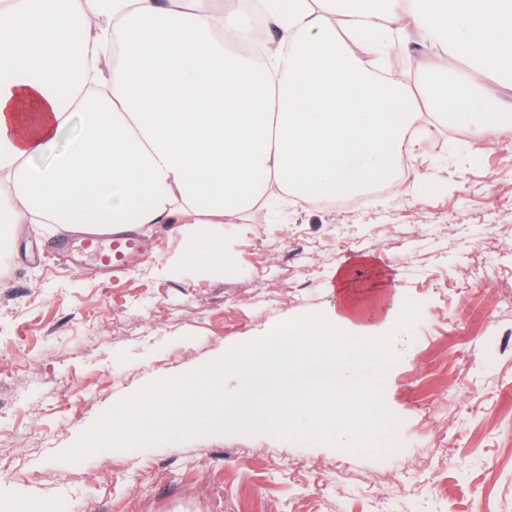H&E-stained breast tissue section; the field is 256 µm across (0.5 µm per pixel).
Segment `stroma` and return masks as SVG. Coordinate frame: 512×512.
Instances as JSON below:
<instances>
[{"label": "stroma", "instance_id": "35a3bbf8", "mask_svg": "<svg viewBox=\"0 0 512 512\" xmlns=\"http://www.w3.org/2000/svg\"><path fill=\"white\" fill-rule=\"evenodd\" d=\"M420 39L386 69L417 90ZM483 143L427 121L393 188L331 209L276 197L263 220L212 224L224 258H187L179 224L147 225L154 258L121 280L50 254L20 225L0 254V512H499L512 503V84ZM420 307L381 378L378 453L266 432L214 433L59 460L105 411L255 340L278 322L331 315L334 271Z\"/></svg>", "mask_w": 512, "mask_h": 512}]
</instances>
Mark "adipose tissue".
I'll return each mask as SVG.
<instances>
[{
  "mask_svg": "<svg viewBox=\"0 0 512 512\" xmlns=\"http://www.w3.org/2000/svg\"><path fill=\"white\" fill-rule=\"evenodd\" d=\"M274 40L233 0H0V240L15 226L108 234L129 224H229L260 214L280 188L294 199L349 195L386 180L424 113L379 61L406 29L430 48L423 79L441 115L480 141L501 125L483 90L512 75V0H265ZM469 61L448 73L449 56ZM77 135H70L72 126ZM331 317L222 359L248 373L239 418L270 388L287 416L320 415L347 438L342 409L366 355H380L389 293L333 275ZM363 344L336 337L337 324ZM218 390L168 385L132 401L118 425L224 424Z\"/></svg>",
  "mask_w": 512,
  "mask_h": 512,
  "instance_id": "obj_1",
  "label": "adipose tissue"
}]
</instances>
